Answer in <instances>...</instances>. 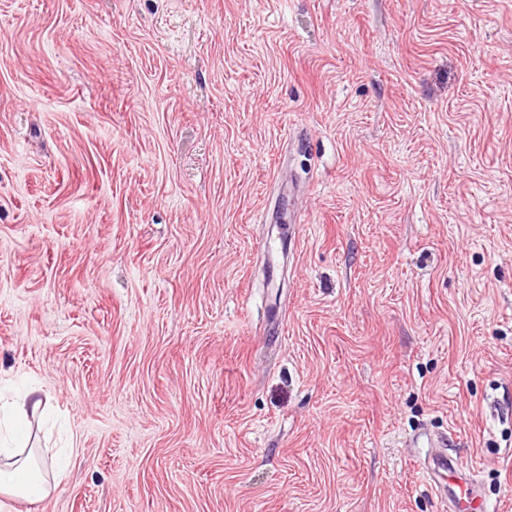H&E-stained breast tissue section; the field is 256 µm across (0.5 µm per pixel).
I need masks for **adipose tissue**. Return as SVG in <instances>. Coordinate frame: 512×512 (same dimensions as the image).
<instances>
[{"label":"adipose tissue","instance_id":"ef3b65f1","mask_svg":"<svg viewBox=\"0 0 512 512\" xmlns=\"http://www.w3.org/2000/svg\"><path fill=\"white\" fill-rule=\"evenodd\" d=\"M61 474L58 464L28 448L25 439L0 445V512L17 501L27 504V512H38V505L55 491Z\"/></svg>","mask_w":512,"mask_h":512}]
</instances>
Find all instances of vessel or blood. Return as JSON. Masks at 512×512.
<instances>
[{"instance_id":"b4317fda","label":"vessel or blood","mask_w":512,"mask_h":512,"mask_svg":"<svg viewBox=\"0 0 512 512\" xmlns=\"http://www.w3.org/2000/svg\"><path fill=\"white\" fill-rule=\"evenodd\" d=\"M433 454L423 464L426 474L442 480L448 493L451 512H487L477 484L463 471L457 458L448 453L447 437L430 439Z\"/></svg>"}]
</instances>
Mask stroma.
<instances>
[{"instance_id":"35a3bbf8","label":"stroma","mask_w":512,"mask_h":512,"mask_svg":"<svg viewBox=\"0 0 512 512\" xmlns=\"http://www.w3.org/2000/svg\"><path fill=\"white\" fill-rule=\"evenodd\" d=\"M30 386L39 512H512V0H0ZM427 441L429 448H444L429 455L422 467L432 480L436 478L444 482V494L448 493L451 512H486L478 485L462 470L457 458L448 453L447 436L428 438Z\"/></svg>"}]
</instances>
